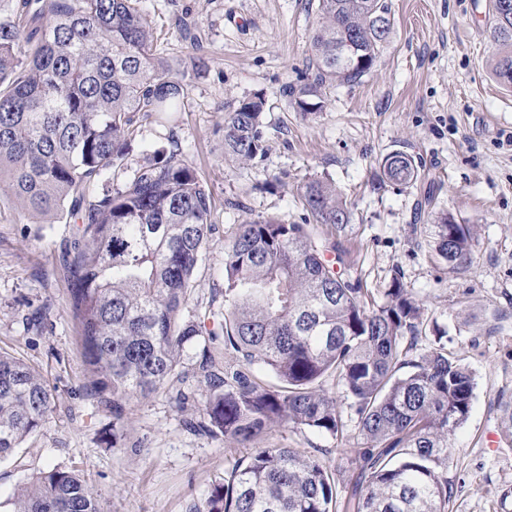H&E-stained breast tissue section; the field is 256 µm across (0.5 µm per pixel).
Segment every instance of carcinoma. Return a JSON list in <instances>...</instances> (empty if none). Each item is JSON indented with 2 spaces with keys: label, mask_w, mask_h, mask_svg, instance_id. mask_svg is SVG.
Instances as JSON below:
<instances>
[{
  "label": "carcinoma",
  "mask_w": 512,
  "mask_h": 512,
  "mask_svg": "<svg viewBox=\"0 0 512 512\" xmlns=\"http://www.w3.org/2000/svg\"><path fill=\"white\" fill-rule=\"evenodd\" d=\"M320 23L297 110L322 108L325 90L356 85L393 31L387 0H319ZM497 52L491 72L512 88V0H490ZM350 39L351 61L338 46ZM141 0H15L0 20V183L33 215L64 207L78 222L71 243V306L79 327L90 395L122 416L125 404L164 391L183 351L202 347L205 432L249 449L224 475L204 512H449L452 437L468 420L474 373L428 327L401 272L381 304L335 269L347 251L314 241L306 224L270 218L237 226L224 247V314L184 321L180 312L212 232L211 194L195 169L171 153L141 167L124 186L84 207L75 197L113 167L135 132L136 112L184 107L185 89L158 50ZM265 99L225 113L224 156L254 162L266 154ZM383 177L408 185L421 176L401 152L385 157ZM308 219L339 231L352 213L336 186H300ZM473 228L450 214L430 225L431 256L455 269L471 262ZM434 333L438 345L417 352ZM224 338V374L209 344ZM329 379L336 391L325 388ZM356 416L357 475L336 482L315 455L258 448L287 425L343 443L335 392ZM53 396L35 367L0 352V460L41 429ZM11 512H103L75 471L54 466L20 488Z\"/></svg>",
  "instance_id": "carcinoma-1"
}]
</instances>
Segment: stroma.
Segmentation results:
<instances>
[{"instance_id":"35a3bbf8","label":"stroma","mask_w":512,"mask_h":512,"mask_svg":"<svg viewBox=\"0 0 512 512\" xmlns=\"http://www.w3.org/2000/svg\"><path fill=\"white\" fill-rule=\"evenodd\" d=\"M393 33L362 83L327 90L321 110L296 111L284 89L307 69L317 0H143L158 46L182 79L176 121L136 114L137 135L112 169L82 188L89 201L120 188L158 153H176L213 199L214 230L181 315L224 311V247L237 225L267 218L304 223L299 187L335 183L354 213L340 239L352 275L383 301L393 269L429 318L447 326L444 344L475 374L467 422L448 459L450 512H512V438L498 405L512 401V91L492 75L489 0H389ZM264 95L268 151L258 163L224 157V115ZM401 151L425 182L381 181L380 165ZM451 214L473 225L479 244L467 267L435 262L413 225ZM75 226L48 224L0 189V351L40 368L54 409L16 454L0 461V503L39 472L72 467L104 512H202L242 450L196 430L205 387L199 349L187 347L169 391L133 400L121 419L84 389L85 363L60 266ZM191 402L178 408V392ZM269 443L315 454L336 481L352 474L360 438L344 443L279 427Z\"/></svg>"}]
</instances>
